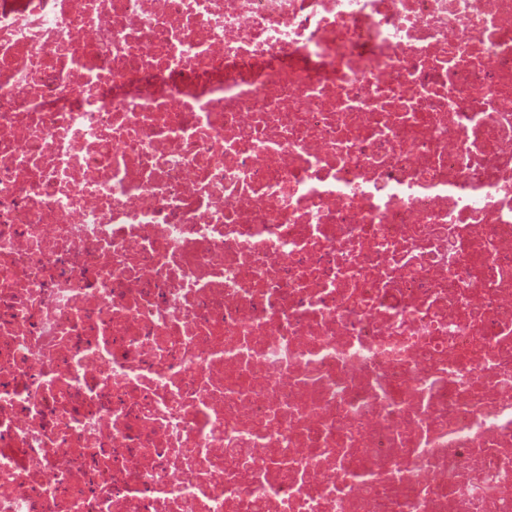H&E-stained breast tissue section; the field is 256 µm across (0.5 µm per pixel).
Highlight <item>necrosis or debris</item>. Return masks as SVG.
<instances>
[{
  "mask_svg": "<svg viewBox=\"0 0 512 512\" xmlns=\"http://www.w3.org/2000/svg\"><path fill=\"white\" fill-rule=\"evenodd\" d=\"M0 512H512V0H0Z\"/></svg>",
  "mask_w": 512,
  "mask_h": 512,
  "instance_id": "4bbe7bcc",
  "label": "necrosis or debris"
}]
</instances>
